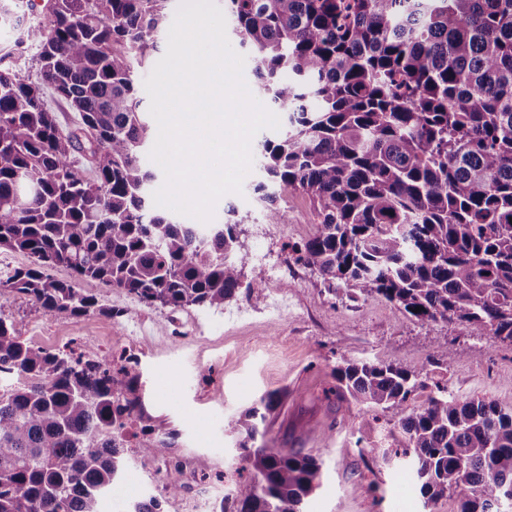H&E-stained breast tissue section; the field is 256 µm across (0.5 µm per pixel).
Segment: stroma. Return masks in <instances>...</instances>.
Wrapping results in <instances>:
<instances>
[{
    "instance_id": "obj_1",
    "label": "stroma",
    "mask_w": 512,
    "mask_h": 512,
    "mask_svg": "<svg viewBox=\"0 0 512 512\" xmlns=\"http://www.w3.org/2000/svg\"><path fill=\"white\" fill-rule=\"evenodd\" d=\"M36 2V10L23 7L0 20L1 69H36L37 50L24 42L29 27L47 21L46 0ZM259 176L252 169L241 193L224 195L215 207L214 222H223L231 208L243 217L240 241L248 255L243 286L224 307L171 310L101 285L95 289L99 302L115 310V318H76L45 314L32 299L0 290V315L12 319L32 345L138 359L146 414L173 433L166 458L129 449L126 471L100 501L99 512H132L135 503L151 497L160 512H187L199 497L223 499L225 477L251 474L237 449L245 437L238 421L271 391L282 398L267 420V444L299 448L323 462L321 484L305 499L303 512H456L453 497L425 504L404 462L366 455L372 446L399 447L400 412L378 415L337 400L329 392L332 369L342 356L378 355L412 368L444 355L458 396L512 405V347L489 344L456 325L407 318L383 301L354 303L328 294L293 252L316 230L313 205L300 192L282 194V223H266L251 189ZM260 251L288 263V303L278 314L250 294L255 286L267 296L279 289L253 259ZM344 448L348 459L340 465L336 458ZM172 484L179 495L167 494Z\"/></svg>"
}]
</instances>
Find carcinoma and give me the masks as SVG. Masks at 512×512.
Instances as JSON below:
<instances>
[{
  "mask_svg": "<svg viewBox=\"0 0 512 512\" xmlns=\"http://www.w3.org/2000/svg\"><path fill=\"white\" fill-rule=\"evenodd\" d=\"M170 0H47L33 26L38 77L0 70V247L31 263L0 287L46 314L103 308L98 284L173 309L220 308L241 285V219L183 224L147 206L153 135L134 65L157 49ZM259 90L287 130L261 143L253 185L268 224L277 192L314 206L296 260L350 301L384 300L416 320L512 345V0H225ZM52 87L80 117L60 130ZM92 158L86 176L74 154ZM66 267L72 279L46 270ZM341 357L334 395L398 408L425 504L512 512V405L462 400L441 369ZM269 392L245 413L252 476L219 512H301L322 462L272 448ZM141 373L124 356L36 348L0 316V512H97L144 421ZM162 457L172 432L141 428Z\"/></svg>",
  "mask_w": 512,
  "mask_h": 512,
  "instance_id": "carcinoma-1",
  "label": "carcinoma"
}]
</instances>
